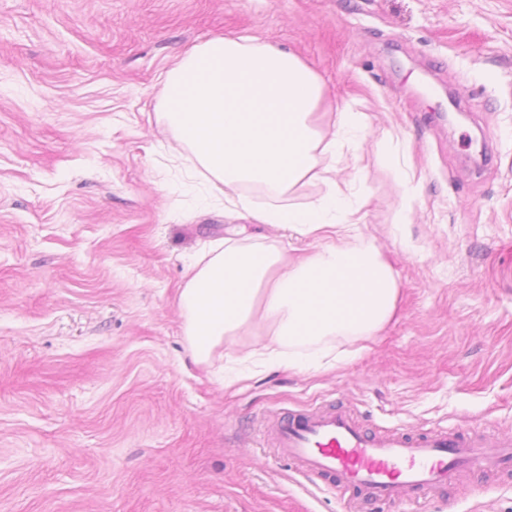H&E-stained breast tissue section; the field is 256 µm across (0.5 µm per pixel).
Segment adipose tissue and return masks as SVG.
<instances>
[{"mask_svg": "<svg viewBox=\"0 0 512 512\" xmlns=\"http://www.w3.org/2000/svg\"><path fill=\"white\" fill-rule=\"evenodd\" d=\"M324 86L295 53L256 38L196 44L165 74L158 115L192 157V175L224 196L225 209L274 224L302 242L241 243L225 237L189 265L179 290L195 363L211 364L224 342L268 327L253 362L291 369L335 366L331 342L366 341L393 318L398 288L381 251L362 240L364 204L339 173L357 158L362 112H338L331 134L314 120ZM324 185L297 203L294 193ZM264 204H255L251 190Z\"/></svg>", "mask_w": 512, "mask_h": 512, "instance_id": "ef3b65f1", "label": "adipose tissue"}]
</instances>
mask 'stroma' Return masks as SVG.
Returning <instances> with one entry per match:
<instances>
[{
  "instance_id": "stroma-1",
  "label": "stroma",
  "mask_w": 512,
  "mask_h": 512,
  "mask_svg": "<svg viewBox=\"0 0 512 512\" xmlns=\"http://www.w3.org/2000/svg\"><path fill=\"white\" fill-rule=\"evenodd\" d=\"M216 36L299 54L323 132L370 118L352 191L397 309L333 369L227 388L191 360L187 265L283 235L190 183L156 114ZM339 402L369 429L512 433V0H0V512H346L261 446ZM424 510L512 512V483L473 470Z\"/></svg>"
}]
</instances>
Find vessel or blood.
<instances>
[{
	"label": "vessel or blood",
	"mask_w": 512,
	"mask_h": 512,
	"mask_svg": "<svg viewBox=\"0 0 512 512\" xmlns=\"http://www.w3.org/2000/svg\"><path fill=\"white\" fill-rule=\"evenodd\" d=\"M266 443L314 485L335 491L349 512L386 504L419 510L474 464L512 472V435L498 437L485 429L370 431L344 405L278 413Z\"/></svg>",
	"instance_id": "vessel-or-blood-1"
}]
</instances>
